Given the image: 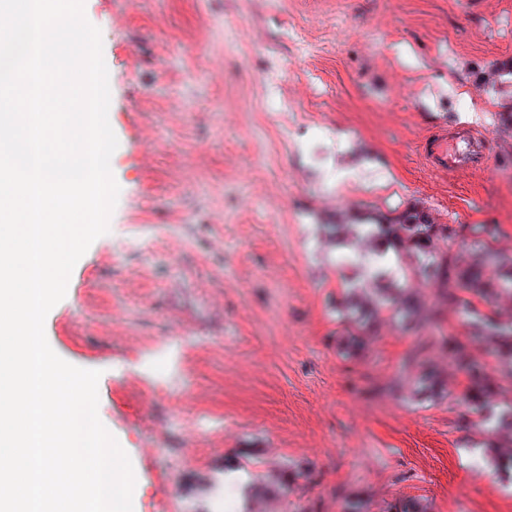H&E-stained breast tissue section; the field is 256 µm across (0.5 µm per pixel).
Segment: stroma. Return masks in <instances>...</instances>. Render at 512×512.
Here are the masks:
<instances>
[{"label": "stroma", "instance_id": "35a3bbf8", "mask_svg": "<svg viewBox=\"0 0 512 512\" xmlns=\"http://www.w3.org/2000/svg\"><path fill=\"white\" fill-rule=\"evenodd\" d=\"M110 80L109 231L44 329L100 371L98 414L133 465L135 512H213L228 470L278 512H512V465H484L464 373L380 313L354 348L337 317L365 266L324 227L395 215L495 224L512 239V0H85ZM350 38H342V31ZM465 123L494 165L439 174L426 139ZM223 238V251L211 243ZM185 341L169 347L172 319ZM436 371L442 394L413 393ZM198 431L193 457L181 448Z\"/></svg>", "mask_w": 512, "mask_h": 512}]
</instances>
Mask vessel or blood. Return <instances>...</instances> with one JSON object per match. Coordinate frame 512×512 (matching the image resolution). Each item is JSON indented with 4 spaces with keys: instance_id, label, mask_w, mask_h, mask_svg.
I'll use <instances>...</instances> for the list:
<instances>
[{
    "instance_id": "1",
    "label": "vessel or blood",
    "mask_w": 512,
    "mask_h": 512,
    "mask_svg": "<svg viewBox=\"0 0 512 512\" xmlns=\"http://www.w3.org/2000/svg\"><path fill=\"white\" fill-rule=\"evenodd\" d=\"M423 155L433 170L453 173L472 167H488L492 161L485 140L469 128H459L453 138L427 143Z\"/></svg>"
}]
</instances>
